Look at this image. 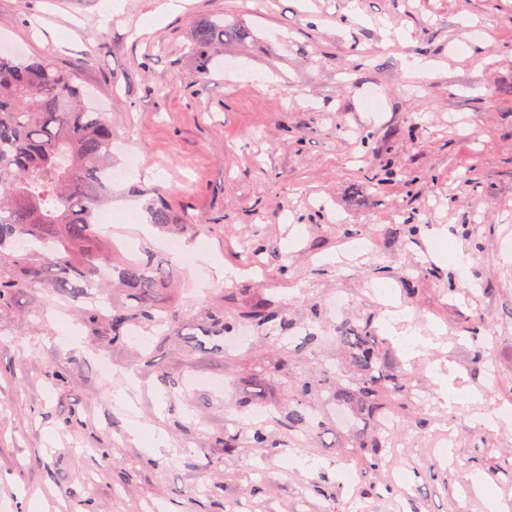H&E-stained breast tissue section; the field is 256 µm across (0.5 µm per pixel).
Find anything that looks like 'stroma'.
Here are the masks:
<instances>
[{
	"mask_svg": "<svg viewBox=\"0 0 512 512\" xmlns=\"http://www.w3.org/2000/svg\"><path fill=\"white\" fill-rule=\"evenodd\" d=\"M108 2L0 0V48L73 73L113 139L131 140L139 165L113 151L118 222L97 245L152 253L174 277L157 303L178 320L116 345L107 324L78 318L101 297L122 302L120 287L41 282L0 307V512H512V425L483 423L512 408V0H269L258 14L248 0H184L151 31L143 17L171 0ZM216 15L251 36L225 42L203 78L185 46ZM156 187L176 218L164 227L144 208ZM363 236L368 250L350 249ZM205 301L266 304L313 322L316 339L273 373L292 347L276 326L192 342ZM393 303L406 312L396 324ZM364 317L420 397L388 432L380 471L326 498L317 485L357 453L352 424L290 434L272 412L322 369L354 377L334 334ZM256 397L269 410L258 421ZM257 426L273 447L251 443ZM234 434L239 451L225 454ZM256 478L267 489L254 496Z\"/></svg>",
	"mask_w": 512,
	"mask_h": 512,
	"instance_id": "obj_1",
	"label": "stroma"
}]
</instances>
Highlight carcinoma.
<instances>
[{
  "label": "carcinoma",
  "mask_w": 512,
  "mask_h": 512,
  "mask_svg": "<svg viewBox=\"0 0 512 512\" xmlns=\"http://www.w3.org/2000/svg\"><path fill=\"white\" fill-rule=\"evenodd\" d=\"M249 35L218 16L195 30L188 50L207 76L224 42L242 41ZM112 169V124L103 112L83 102L82 90L73 76L37 59L24 58L0 49V305L29 288L32 280L50 270V286L60 293L77 288H101L95 279L103 256L90 249L101 238L96 224L99 209L112 193L106 191ZM152 222L173 223L164 195L156 191L146 204ZM24 237L30 247L20 252L16 240ZM112 276L129 290L128 302L109 310H88L83 320L95 325L108 322L112 341L121 343L137 329L151 331L177 319L173 311L158 309L153 297L171 287L166 272L151 258L112 265ZM209 335L222 336L237 330V321L224 309L202 306ZM243 317L256 326L278 322L288 332L295 324L264 306H254ZM370 318L337 329L336 342L343 348L359 377L336 384L338 402L357 406L373 424L387 415L407 411L410 383L402 370L381 363L378 337L372 335ZM314 383L304 381L294 391L283 416L288 430L317 434L323 428L311 412L309 396ZM356 466L382 467L384 443L379 433L359 432Z\"/></svg>",
  "instance_id": "cac0c4a2"
}]
</instances>
